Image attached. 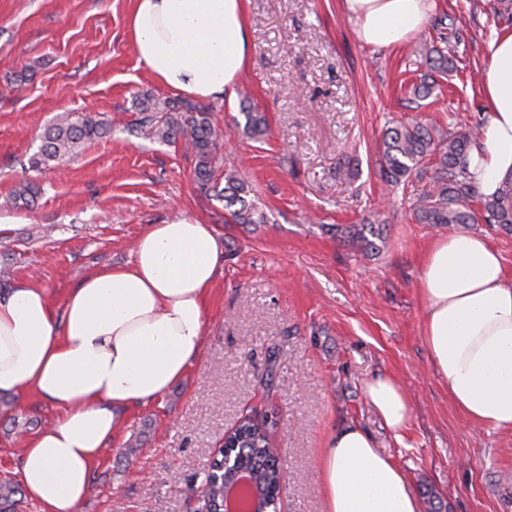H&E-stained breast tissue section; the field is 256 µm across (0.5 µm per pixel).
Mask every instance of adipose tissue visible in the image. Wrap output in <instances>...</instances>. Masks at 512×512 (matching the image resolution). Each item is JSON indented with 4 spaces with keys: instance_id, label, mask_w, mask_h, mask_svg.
Instances as JSON below:
<instances>
[{
    "instance_id": "ef3b65f1",
    "label": "adipose tissue",
    "mask_w": 512,
    "mask_h": 512,
    "mask_svg": "<svg viewBox=\"0 0 512 512\" xmlns=\"http://www.w3.org/2000/svg\"><path fill=\"white\" fill-rule=\"evenodd\" d=\"M437 0H340L359 41L397 47L422 32ZM138 60L169 90L234 98L249 62L244 0H132ZM482 133L469 173L486 197L512 182V29L486 46ZM224 245L189 216L153 224L121 266L91 271L54 303L17 282L0 297V393L33 395L60 414L19 459L40 512H78L93 470L130 407L164 395L200 355ZM422 337L438 384L471 424L512 433V275L481 234L437 239L421 265ZM364 393L394 436L410 398L389 375ZM324 512H421L402 467L359 425L336 429L318 459Z\"/></svg>"
}]
</instances>
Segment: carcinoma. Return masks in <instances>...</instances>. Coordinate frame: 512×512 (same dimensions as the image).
<instances>
[{"mask_svg": "<svg viewBox=\"0 0 512 512\" xmlns=\"http://www.w3.org/2000/svg\"><path fill=\"white\" fill-rule=\"evenodd\" d=\"M448 47L440 48L424 42L413 50L425 73L414 84L413 95L426 99L453 67L460 32L456 29L441 37ZM140 132L164 144L178 141L195 157L193 175L202 190L224 202L230 220L235 224H264V211L247 200L251 192L245 175L236 167L221 168L216 139L218 122L212 108L185 99L163 101L145 97L137 103ZM246 129L254 135L265 132V118L249 106H242ZM109 126L90 114L75 117L65 113L44 131L39 151L28 160L34 170H52L67 157L77 153L88 141L106 136ZM481 130L454 131L428 126L415 118L386 129L381 145V178L390 187L412 180L423 184L413 202L414 218L420 224L441 227L476 224L482 219L495 224L505 233H512V187L493 199L484 197L468 172V154ZM35 185L25 182L10 194L7 202L17 206L28 204L36 196ZM479 209H474L473 204ZM380 237L373 224H363L350 232L352 245L362 254L373 252L376 244L369 236ZM276 422L267 418L244 417L239 423L243 441L238 447L240 464L261 470L265 485L277 481L275 461L271 456V433ZM23 493L22 486L12 481L0 482V508L13 503L12 497ZM224 482L208 479L201 490V499L220 501Z\"/></svg>", "mask_w": 512, "mask_h": 512, "instance_id": "cac0c4a2", "label": "carcinoma"}]
</instances>
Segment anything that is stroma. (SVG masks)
<instances>
[{"label":"stroma","mask_w":512,"mask_h":512,"mask_svg":"<svg viewBox=\"0 0 512 512\" xmlns=\"http://www.w3.org/2000/svg\"><path fill=\"white\" fill-rule=\"evenodd\" d=\"M496 0H438L418 34L452 19L465 49L426 100L409 92L410 45L362 44L339 0H247L252 54L224 120L243 99L268 129L219 138L267 216L229 224L223 202L193 179L181 145L132 133L136 103L171 90L139 64L130 0H0V199L24 179L35 205L0 206V284L29 280L54 302L90 271L126 263L153 224L183 214L211 225L224 263L209 303L199 358L156 401L132 408L92 474L79 512H196L193 489L226 432L246 415L276 412L272 434L287 479L281 512H323L317 461L330 434L359 424L404 469L421 512H512V435L478 429L455 409L428 367L420 265L446 228L417 223L414 185L386 186L383 132L419 118L449 129L482 125L484 43L512 27ZM29 74L18 84L20 74ZM63 112L93 113L111 134L84 144L60 168L25 171L46 126ZM381 214L377 250L362 257L347 227ZM394 376L412 417L395 438L366 401L365 383ZM50 404L0 396V481H20L19 430L56 420Z\"/></svg>","instance_id":"obj_1"}]
</instances>
